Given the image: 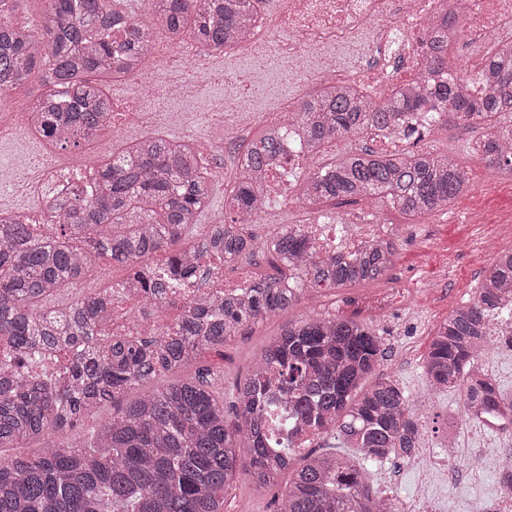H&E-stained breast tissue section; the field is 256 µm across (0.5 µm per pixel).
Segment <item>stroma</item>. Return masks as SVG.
Masks as SVG:
<instances>
[{
    "label": "stroma",
    "instance_id": "35a3bbf8",
    "mask_svg": "<svg viewBox=\"0 0 512 512\" xmlns=\"http://www.w3.org/2000/svg\"><path fill=\"white\" fill-rule=\"evenodd\" d=\"M288 32H280L276 46L270 47L262 77H252L254 59L250 52L231 55L228 67L219 69L203 49L179 56L177 69L170 70L147 64L145 70L126 81L112 84L110 93L117 110L111 134L98 140L95 149L101 156L120 153L126 145L144 134V128L130 125L127 114L141 86L153 89L148 99L149 126L157 134L182 137L178 122L188 97H202L214 106L234 107L246 100L255 111L268 112L274 99L303 93L315 94L320 83L313 69L301 66L289 72L285 56L278 46L287 42ZM181 74L190 84L188 95L170 93L174 74ZM39 89L38 82L6 93L0 97V111L11 121L0 134V172L13 173L20 180L7 207L12 211H36L41 207L25 187V180L37 176L47 156L42 144L26 134L25 114ZM212 110L198 113L190 131L203 151L214 156L216 174L209 208L196 229L206 234L212 225L224 223L225 170L230 164L224 151L215 149L212 129L219 122ZM480 127L461 132L444 123L436 125L427 135V145L454 155L463 166L474 169L471 188L451 202L438 215L413 222L388 203H378L368 223L392 224L401 231L394 263L387 276L374 284L323 290L319 302L303 300L291 309L263 324L243 328L234 341L219 350L205 352L200 362L217 374L216 389L229 391L234 382L243 379L254 355L270 339L288 327L300 324L313 313H330L371 322L379 330L388 348L381 365L384 374L398 380L405 390L422 401L424 412L418 417L421 436L431 445H439L433 427L438 418L455 410L457 400L450 393L432 392L422 373V359L438 323L462 301L472 298L486 261L483 247L494 243L497 250L512 249V237L503 226L512 221V176L492 174L484 170L467 148L470 140L480 138ZM347 201L325 202L305 208L287 206L279 194H272L265 208V221L252 224L251 233L263 238L272 222L309 224L319 216H332L352 211ZM369 484L372 493L382 497L411 495L417 481L405 459H392L371 469ZM272 494L255 490L248 473H239L236 488L227 502V512H274Z\"/></svg>",
    "mask_w": 512,
    "mask_h": 512
}]
</instances>
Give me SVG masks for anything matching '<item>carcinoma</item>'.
I'll use <instances>...</instances> for the list:
<instances>
[{"mask_svg": "<svg viewBox=\"0 0 512 512\" xmlns=\"http://www.w3.org/2000/svg\"><path fill=\"white\" fill-rule=\"evenodd\" d=\"M24 0H0V94L40 74V92L28 112L36 137L66 150L112 127L107 82L139 73L153 30L173 45L185 37L212 53L243 42L260 0H148L139 20L118 0H44L33 24L13 14ZM447 47L429 69L390 96L375 98L344 87L321 86L288 121L302 125L308 149L359 139L375 126L393 129L422 109L429 127L439 122L480 124L486 134L470 153L492 172L512 174V62L492 66L487 89L468 93V76L430 85V74L452 64ZM280 139L265 128L250 141L237 176L225 191L230 223L215 224L187 248L209 207L214 177L200 168L196 147L162 136L144 137L103 163L85 195L55 198L45 223L21 215L0 217V449L29 440L34 456L0 453V512H226L239 470L257 488L291 473L275 498L277 512H393L375 496L369 467L392 457L411 458L419 438L418 404L401 384L380 372L382 337L369 324L317 313L270 340L255 355L250 375L233 388L234 418L224 417L216 376L201 366L153 392L125 394L162 375L193 365L209 348L224 346L245 326L287 310L322 288L376 282L395 250L375 241L359 254L319 257L308 239L276 228L263 253L288 267L213 304L193 299L158 337L102 338L112 289L65 303L57 295L100 264L126 267L117 284L142 288L152 310H163L172 288L195 285L208 256L233 264L253 253L246 231L264 208L267 192L254 178L279 153ZM471 173L445 151H397L363 146L310 171L300 184L309 204L385 200L413 221L448 206L468 190ZM512 293V250L496 253L476 296L436 328L422 362L431 389L457 396L460 420L512 413V397L481 370L477 358ZM63 354L65 381L53 384L32 370L44 357ZM112 406V419L80 442L54 434L90 412ZM329 437L292 468L295 442Z\"/></svg>", "mask_w": 512, "mask_h": 512, "instance_id": "1", "label": "carcinoma"}]
</instances>
